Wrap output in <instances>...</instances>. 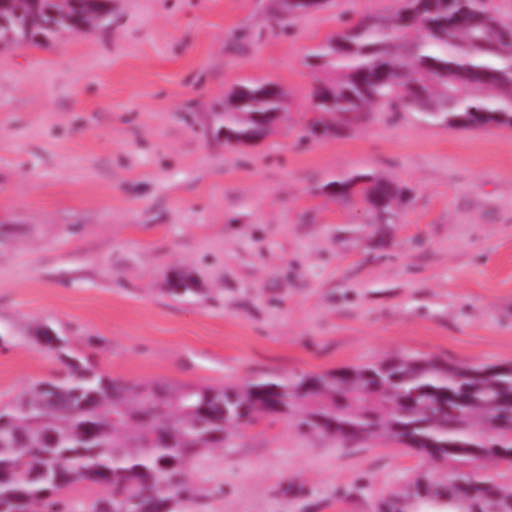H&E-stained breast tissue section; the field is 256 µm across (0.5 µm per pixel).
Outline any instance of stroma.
<instances>
[{"mask_svg": "<svg viewBox=\"0 0 512 512\" xmlns=\"http://www.w3.org/2000/svg\"><path fill=\"white\" fill-rule=\"evenodd\" d=\"M112 0L107 33L0 47V401L54 377L49 325L104 374L242 385L411 355L512 362V128L375 112L306 136L308 52L400 0ZM245 78L293 106L228 147L213 114ZM375 172L404 186L394 224L324 193ZM188 267L199 291L171 290ZM385 440L342 443L266 417L193 480L186 512H376L419 468Z\"/></svg>", "mask_w": 512, "mask_h": 512, "instance_id": "35a3bbf8", "label": "stroma"}]
</instances>
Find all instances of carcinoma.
<instances>
[{
    "label": "carcinoma",
    "instance_id": "obj_1",
    "mask_svg": "<svg viewBox=\"0 0 512 512\" xmlns=\"http://www.w3.org/2000/svg\"><path fill=\"white\" fill-rule=\"evenodd\" d=\"M0 43L48 46L72 30L43 27L47 14L112 28V0H4ZM278 16L311 14L306 0H276ZM316 84L307 134L327 120L351 130L376 110L414 112L448 128L512 127V21L493 0H402L392 14L369 13L307 56ZM288 92L247 79L224 96L217 129L254 136L259 115L288 112ZM330 196L359 204L374 224H395L407 199L396 181L356 172L326 183ZM173 291L196 292L186 273ZM33 341L63 352L64 338L37 329ZM61 374L0 402V512H182L223 493L191 481L208 451L263 416L302 433L341 441L384 439L422 467L377 512H512V362L450 364L406 356L293 377L267 375L244 386L132 382L69 356Z\"/></svg>",
    "mask_w": 512,
    "mask_h": 512
}]
</instances>
